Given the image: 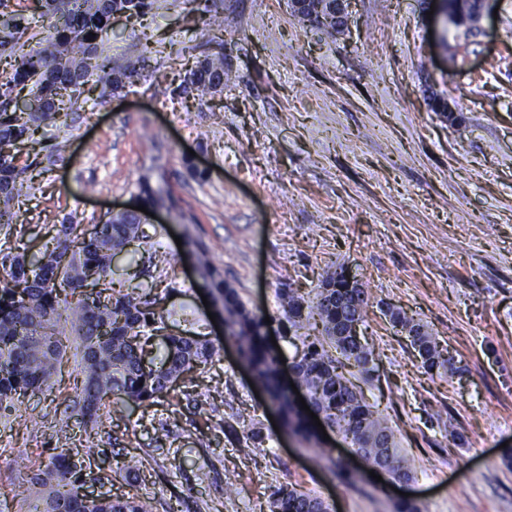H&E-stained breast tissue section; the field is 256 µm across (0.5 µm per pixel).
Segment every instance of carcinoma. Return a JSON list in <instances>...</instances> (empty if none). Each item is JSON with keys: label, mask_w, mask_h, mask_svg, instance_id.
<instances>
[{"label": "carcinoma", "mask_w": 512, "mask_h": 512, "mask_svg": "<svg viewBox=\"0 0 512 512\" xmlns=\"http://www.w3.org/2000/svg\"><path fill=\"white\" fill-rule=\"evenodd\" d=\"M457 21L468 19L478 0H449ZM154 0H41L50 19L45 46L21 56L12 76L0 83V232L8 239L17 231L19 198L32 189L27 177L38 157L22 158L23 147L35 148L41 126H69L73 106L89 82L105 99L122 92L144 69L148 57L119 62L102 49L112 28V13L126 10L137 17ZM0 0V51H13L27 30L23 15L6 10ZM224 72V54L197 62L185 76L196 96L216 91L214 80ZM29 88L31 98L19 107L17 87ZM136 197L154 208L170 197L151 178L139 179ZM158 229L135 214L117 215L98 225L96 234H77L73 218L56 225L49 245L37 255L18 248H0V413L10 414L15 401L51 388L53 375L68 349L75 350L83 374L72 408L84 425L101 422L106 400L143 404L175 391L183 377L221 356L222 346L197 333H167L172 313L161 306L154 286L118 289L112 280V254L131 241L152 258L160 246ZM187 253L199 266L203 287L224 314L225 340L236 345L240 359L255 382L277 406L282 428L306 441L317 438L308 414L292 400L281 378L280 351L268 343L270 330L302 347L290 363L295 386L306 393L309 409L323 425L348 439L353 453L382 468L392 481L407 483L414 473L400 452L392 427L367 401L356 379L373 371L372 352L351 325L363 321L366 292L344 267L328 273L316 293L305 298L293 288H280L279 315L249 308L232 284L214 266L207 248L186 239ZM391 325L407 333L423 368L451 374L454 358L439 348L426 326L389 307ZM321 326L312 341L299 334L306 325ZM248 455L261 441L260 432L236 435ZM101 453L92 445L66 448L50 455L30 478L36 489L34 512H155L151 496L89 498L83 493V464ZM269 512H330L321 498L296 488L271 494Z\"/></svg>", "instance_id": "carcinoma-1"}]
</instances>
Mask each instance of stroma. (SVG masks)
<instances>
[{
  "label": "stroma",
  "mask_w": 512,
  "mask_h": 512,
  "mask_svg": "<svg viewBox=\"0 0 512 512\" xmlns=\"http://www.w3.org/2000/svg\"><path fill=\"white\" fill-rule=\"evenodd\" d=\"M439 2L353 0L348 29L332 35L298 22L288 0H155L104 41L129 60L151 46L141 77L108 102L88 97L69 127L43 128L58 153L20 200L11 244L40 247L66 215L91 232L161 167L195 218H163L157 284L175 315L205 309L176 244L189 234L250 308L273 315L280 286L308 297L328 272L351 269L368 295L360 333L376 365L362 388L411 463L419 512H512L501 458L512 448V0H491L497 14L477 36L444 26ZM219 47L232 77L223 93L180 95L186 71ZM435 96L450 113L433 110ZM389 306L427 326L454 374L423 368ZM207 333L224 344L219 361L158 403H108L94 432L64 413L82 380L66 355L53 391L0 417V512H30L34 464L82 439L110 464L141 455L136 480L106 489L155 496L157 512H268L285 486L332 512H394L391 480L362 463L356 480L337 475L342 435L313 445L274 430L276 409L223 328ZM198 397L217 411L200 413ZM241 422L265 437L248 457L224 432Z\"/></svg>",
  "instance_id": "1"
}]
</instances>
